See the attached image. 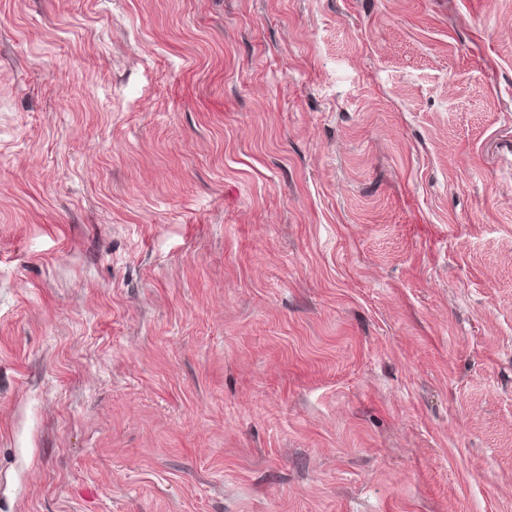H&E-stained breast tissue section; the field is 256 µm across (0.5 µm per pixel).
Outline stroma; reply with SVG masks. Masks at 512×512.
Segmentation results:
<instances>
[{"label":"stroma","mask_w":512,"mask_h":512,"mask_svg":"<svg viewBox=\"0 0 512 512\" xmlns=\"http://www.w3.org/2000/svg\"><path fill=\"white\" fill-rule=\"evenodd\" d=\"M0 512H512V0H0Z\"/></svg>","instance_id":"35a3bbf8"}]
</instances>
